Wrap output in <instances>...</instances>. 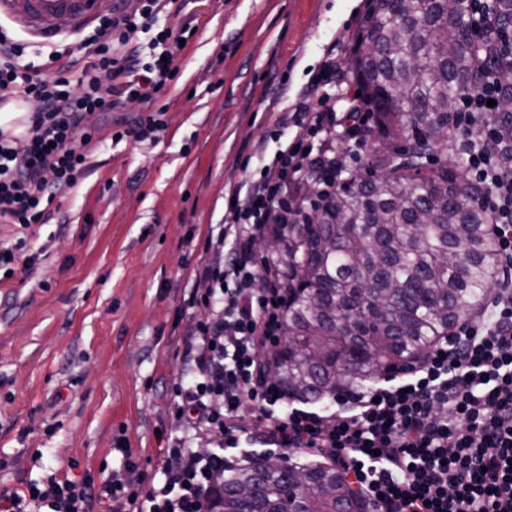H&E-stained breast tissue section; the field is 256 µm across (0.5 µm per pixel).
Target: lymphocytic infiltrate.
Wrapping results in <instances>:
<instances>
[{"label": "lymphocytic infiltrate", "instance_id": "1", "mask_svg": "<svg viewBox=\"0 0 512 512\" xmlns=\"http://www.w3.org/2000/svg\"><path fill=\"white\" fill-rule=\"evenodd\" d=\"M167 0H123L87 40L90 59L68 48L45 63L24 59L26 46L0 27V96L34 102L26 129L0 131V223H48L42 202L53 187H74L93 134L85 121L128 102L151 103L175 73L171 29L158 28ZM159 54L140 64L138 34ZM112 86H103L101 73ZM336 74L326 60L310 90L279 119L274 155L256 147L257 176L228 192L224 221L207 240L208 259L192 274L206 291H185L192 324L178 349L187 379L167 404L196 438L220 434L215 450L165 448L156 475L128 462L100 485L50 475L26 493L1 492L0 512H211L224 487L228 455L262 440L287 453L318 449L353 476L372 512H512V190L483 204L503 264L499 287L481 314L453 327L406 367L387 368L365 390L337 392L318 409L292 406L267 377L266 351L282 335L288 293L284 274L254 245L300 213L299 186L330 192L342 174L327 140L340 124L321 88ZM250 407L243 420L242 407Z\"/></svg>", "mask_w": 512, "mask_h": 512}]
</instances>
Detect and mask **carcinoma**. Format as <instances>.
I'll return each mask as SVG.
<instances>
[{
  "label": "carcinoma",
  "instance_id": "1",
  "mask_svg": "<svg viewBox=\"0 0 512 512\" xmlns=\"http://www.w3.org/2000/svg\"><path fill=\"white\" fill-rule=\"evenodd\" d=\"M349 62L354 112L373 113L369 134L401 150H373L367 170H349L302 220L276 225L288 308L276 379L298 401H320L419 359L494 286L500 254L478 204L512 179V0H496L484 32L477 0H368ZM455 38L448 40V31ZM478 71L498 91L494 111L463 115ZM495 157L492 181L466 175L469 157ZM448 156L443 163L440 157ZM357 370H348L349 360ZM293 465L227 469L220 512H370L336 465L305 468L289 499Z\"/></svg>",
  "mask_w": 512,
  "mask_h": 512
}]
</instances>
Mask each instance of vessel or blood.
I'll use <instances>...</instances> for the list:
<instances>
[{
  "instance_id": "b4317fda",
  "label": "vessel or blood",
  "mask_w": 512,
  "mask_h": 512,
  "mask_svg": "<svg viewBox=\"0 0 512 512\" xmlns=\"http://www.w3.org/2000/svg\"><path fill=\"white\" fill-rule=\"evenodd\" d=\"M114 0H0V16L31 39L46 42L78 33L113 7Z\"/></svg>"
}]
</instances>
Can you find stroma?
I'll list each match as a JSON object with an SVG mask.
<instances>
[{
    "instance_id": "obj_1",
    "label": "stroma",
    "mask_w": 512,
    "mask_h": 512,
    "mask_svg": "<svg viewBox=\"0 0 512 512\" xmlns=\"http://www.w3.org/2000/svg\"><path fill=\"white\" fill-rule=\"evenodd\" d=\"M366 4L186 0L167 20L193 31L165 92L88 117L86 169L57 191L49 223L27 229L35 260L0 280V491L54 472L98 480L129 457L151 474L171 442L199 448L167 412L192 322L181 296L229 189L252 176L242 158L330 53L341 75L326 91L347 110ZM155 109L166 128L139 141Z\"/></svg>"
}]
</instances>
